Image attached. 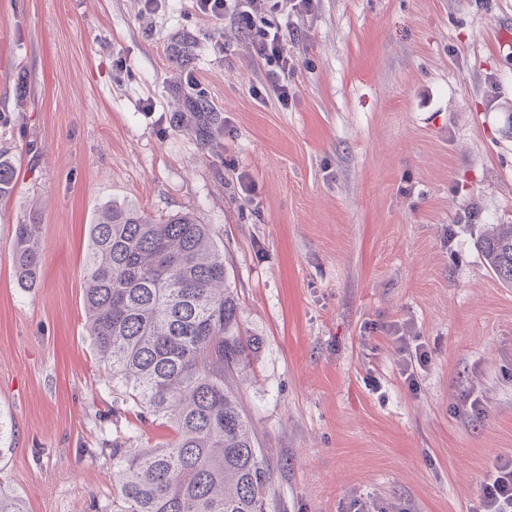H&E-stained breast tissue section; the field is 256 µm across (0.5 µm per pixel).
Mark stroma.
Returning <instances> with one entry per match:
<instances>
[{
	"instance_id": "1",
	"label": "stroma",
	"mask_w": 512,
	"mask_h": 512,
	"mask_svg": "<svg viewBox=\"0 0 512 512\" xmlns=\"http://www.w3.org/2000/svg\"><path fill=\"white\" fill-rule=\"evenodd\" d=\"M292 27L284 109L247 36L192 0H0V491L27 512H112L113 444L174 436L113 390L87 328L109 205L211 226L258 341L229 384L268 512H474L512 457V288L477 246L512 224V0H316ZM184 44L205 117L171 90ZM397 328L431 353L414 390ZM24 223L16 224L13 249L19 279L32 285L36 282L41 266L38 242L43 224L36 215L30 216Z\"/></svg>"
}]
</instances>
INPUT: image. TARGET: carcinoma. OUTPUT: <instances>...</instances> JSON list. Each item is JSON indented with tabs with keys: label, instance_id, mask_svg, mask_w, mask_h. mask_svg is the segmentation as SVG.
<instances>
[{
	"label": "carcinoma",
	"instance_id": "1",
	"mask_svg": "<svg viewBox=\"0 0 512 512\" xmlns=\"http://www.w3.org/2000/svg\"><path fill=\"white\" fill-rule=\"evenodd\" d=\"M14 170L0 159V198ZM42 224L16 225L20 280L41 266ZM83 268L85 314L112 388L142 419L169 423L174 439L131 452L112 448V512H267L273 474L238 396L225 380L256 340L239 335V306L224 252L210 225L189 214L157 220L134 207L112 208L89 226ZM488 267L512 286V224L479 241ZM0 512H26L0 493Z\"/></svg>",
	"mask_w": 512,
	"mask_h": 512
}]
</instances>
